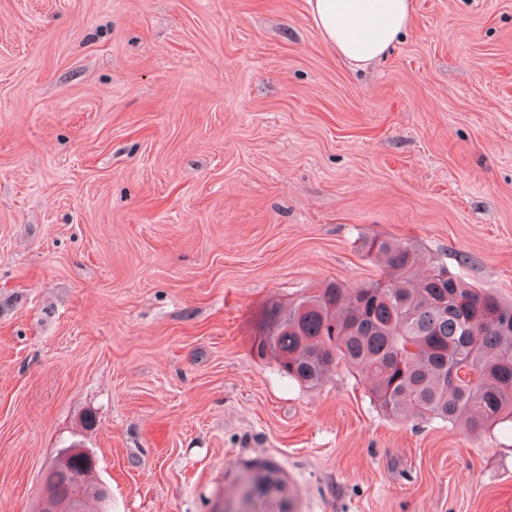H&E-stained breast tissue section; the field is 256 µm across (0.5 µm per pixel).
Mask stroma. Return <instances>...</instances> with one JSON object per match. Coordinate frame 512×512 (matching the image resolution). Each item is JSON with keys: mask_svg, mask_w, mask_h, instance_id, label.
<instances>
[{"mask_svg": "<svg viewBox=\"0 0 512 512\" xmlns=\"http://www.w3.org/2000/svg\"><path fill=\"white\" fill-rule=\"evenodd\" d=\"M393 237L512 303V0H416L376 67L306 0H0V512L78 445L111 512H512V421H394L252 340ZM244 469H252L245 475H251L256 482L253 487L255 498L250 501V512H266L273 498L278 499L280 512H291L290 489L279 468L272 463L261 462Z\"/></svg>", "mask_w": 512, "mask_h": 512, "instance_id": "stroma-1", "label": "stroma"}]
</instances>
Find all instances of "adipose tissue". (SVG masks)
<instances>
[{"instance_id": "obj_1", "label": "adipose tissue", "mask_w": 512, "mask_h": 512, "mask_svg": "<svg viewBox=\"0 0 512 512\" xmlns=\"http://www.w3.org/2000/svg\"><path fill=\"white\" fill-rule=\"evenodd\" d=\"M312 19L337 56L356 69L378 63L405 35L413 0H307Z\"/></svg>"}]
</instances>
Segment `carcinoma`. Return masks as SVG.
<instances>
[{"mask_svg": "<svg viewBox=\"0 0 512 512\" xmlns=\"http://www.w3.org/2000/svg\"><path fill=\"white\" fill-rule=\"evenodd\" d=\"M383 267L378 280L335 282L284 305L268 303L252 349L279 373L316 389L340 367L359 375L371 402L390 418L463 422L471 428L512 420V304L437 263L421 272L419 253L399 240L363 241ZM81 457L56 460L46 491L84 512L106 488ZM251 512H291L288 483L274 464L250 466Z\"/></svg>", "mask_w": 512, "mask_h": 512, "instance_id": "1", "label": "carcinoma"}]
</instances>
